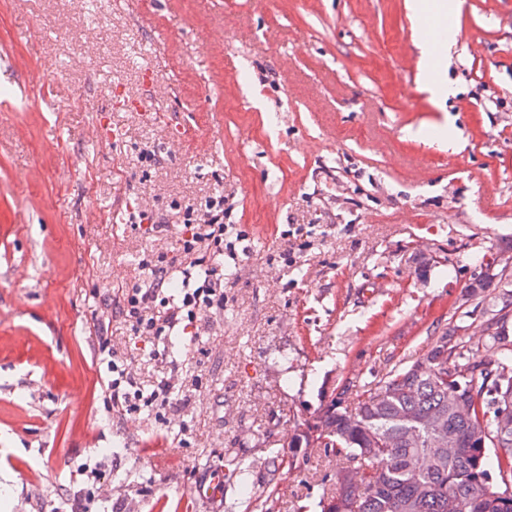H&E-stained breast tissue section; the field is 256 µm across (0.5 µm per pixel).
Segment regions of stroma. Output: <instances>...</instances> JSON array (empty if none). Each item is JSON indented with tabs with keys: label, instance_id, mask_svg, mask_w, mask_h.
Wrapping results in <instances>:
<instances>
[{
	"label": "stroma",
	"instance_id": "1",
	"mask_svg": "<svg viewBox=\"0 0 512 512\" xmlns=\"http://www.w3.org/2000/svg\"><path fill=\"white\" fill-rule=\"evenodd\" d=\"M413 2L0 0V512H293L335 486L294 427L426 358L474 254L512 251V0H463L431 75L452 98L421 87ZM218 191L249 252L150 360L109 310L180 227L130 217ZM106 315L132 373L172 376L161 412L109 411Z\"/></svg>",
	"mask_w": 512,
	"mask_h": 512
}]
</instances>
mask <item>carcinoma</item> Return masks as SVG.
<instances>
[{
    "instance_id": "carcinoma-1",
    "label": "carcinoma",
    "mask_w": 512,
    "mask_h": 512,
    "mask_svg": "<svg viewBox=\"0 0 512 512\" xmlns=\"http://www.w3.org/2000/svg\"><path fill=\"white\" fill-rule=\"evenodd\" d=\"M484 314L489 339L481 348L451 345L444 372L417 373L414 367L429 360L403 359L358 390L353 409L332 401L322 410L326 432L319 447L338 468H362L360 482L368 492L360 512H444L450 494L466 503V512H485L486 493L512 496V433L497 434L499 413L512 408V337L503 335L505 315L496 303ZM482 352L496 359L492 368L479 367ZM457 396L471 402V415L450 410ZM432 413L444 415L446 430L460 441L452 457L405 441V434L426 430L423 419ZM379 438L385 447H375ZM252 468L230 461L224 478L245 484Z\"/></svg>"
}]
</instances>
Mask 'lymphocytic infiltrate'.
<instances>
[{
    "instance_id": "lymphocytic-infiltrate-1",
    "label": "lymphocytic infiltrate",
    "mask_w": 512,
    "mask_h": 512,
    "mask_svg": "<svg viewBox=\"0 0 512 512\" xmlns=\"http://www.w3.org/2000/svg\"><path fill=\"white\" fill-rule=\"evenodd\" d=\"M177 211L182 235L175 248L168 254L145 253L140 261L144 280L118 303L134 340L155 346L180 329L196 328L201 310H223V259L236 257L237 243L248 238L244 230L225 223L223 194L209 196L197 207L178 206ZM175 273L180 276V288L166 294L163 285ZM96 352L109 357L110 376L103 387L110 408L134 413L145 407L168 406L173 390L170 379H157L151 391H144L125 365L112 358L110 337L97 336Z\"/></svg>"
}]
</instances>
